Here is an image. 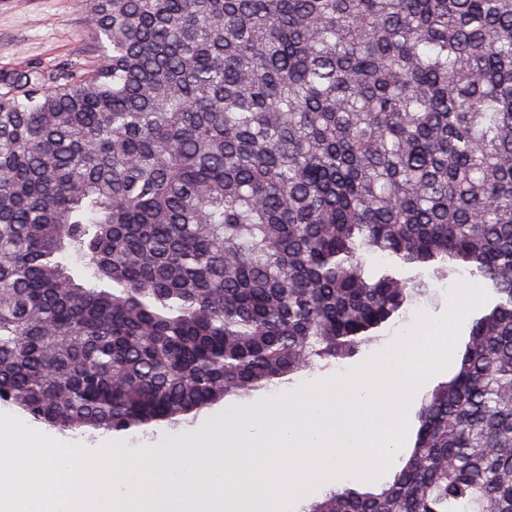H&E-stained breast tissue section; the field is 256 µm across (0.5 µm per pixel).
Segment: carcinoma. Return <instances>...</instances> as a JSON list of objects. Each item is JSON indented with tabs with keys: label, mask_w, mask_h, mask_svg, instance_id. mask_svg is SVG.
<instances>
[{
	"label": "carcinoma",
	"mask_w": 512,
	"mask_h": 512,
	"mask_svg": "<svg viewBox=\"0 0 512 512\" xmlns=\"http://www.w3.org/2000/svg\"><path fill=\"white\" fill-rule=\"evenodd\" d=\"M85 8L89 64L0 73V402L179 424L376 340L422 282L368 257L454 263L412 451L309 512H512V0ZM482 306H480L479 308L475 309L468 316V318L466 319V321L464 323V326H463V329H462V332H461V336L459 338V341H458V344H457V347H456V350H455V356L453 358L452 364L449 367V369L447 371L439 374V375L434 376L430 380H428L421 387V391L418 393L417 398L415 399V401L409 407V419H410L409 435H408V438H407V441H406V444H405L404 448L401 450L400 454L396 458V460H395L394 464L392 465V467L385 473V475H383L377 481L367 482V481L360 480L358 478H354V479L347 480L339 488H342L343 486H346V485H351L352 487H364V488H367V489L376 490V489H379L381 486H383L385 483H387L391 479L393 473L396 470L401 468V466L403 465V459H405L409 455V453L412 450L413 444H414L415 434H416V431H417V428H418L417 415H418V411L421 408V404H422L424 395H425V393L428 390L432 389L438 383H440L442 381L448 380V376L450 374H452V372L454 371V368H455V365H456V362H457V359H458V353H459V351L461 349L462 344L464 343V341L468 337V333H469V330H470L472 319L476 315V313L480 310V308Z\"/></svg>",
	"instance_id": "obj_1"
}]
</instances>
